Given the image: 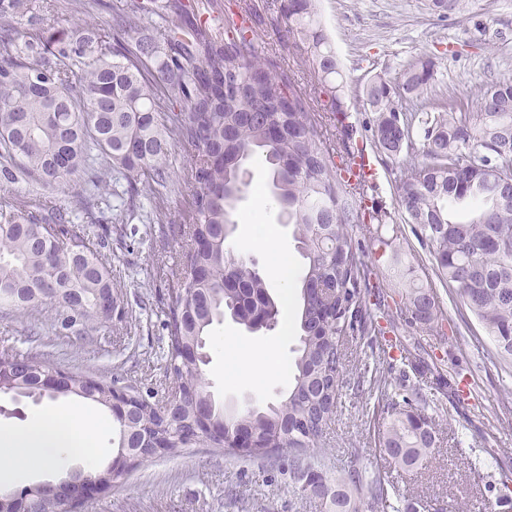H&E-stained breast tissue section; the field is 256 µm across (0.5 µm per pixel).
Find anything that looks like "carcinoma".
<instances>
[{
  "label": "carcinoma",
  "mask_w": 512,
  "mask_h": 512,
  "mask_svg": "<svg viewBox=\"0 0 512 512\" xmlns=\"http://www.w3.org/2000/svg\"><path fill=\"white\" fill-rule=\"evenodd\" d=\"M469 0H427L439 15L459 13ZM207 0L182 10L179 23L163 30L164 47L139 46L125 38L155 14L153 0H129L113 19L109 40L83 20L52 30L47 19L31 14V0H0V184L26 177L45 188H64L79 173H93L95 188L109 186L114 172L129 192L148 181L163 183L170 140H178L193 158L188 224H170L167 234L186 240L182 267L169 288L166 366L178 387L196 400L173 407L132 387L139 407L134 416L112 418L116 454L144 441L139 427L171 422L165 455L185 447L179 432L200 413L216 425L231 420L278 436L283 445L316 448L328 427L344 384L342 348L346 336L382 332L378 316H389L388 294L371 285L362 248L348 230L362 225L371 241L382 239L388 213L357 199L371 186L351 179L353 133L344 123L341 68L328 37L315 19L313 0H282L281 13L295 40L320 75L324 113L310 112L288 78L264 67L254 30L239 26ZM30 15L32 30L12 20ZM438 61L415 57L396 77L373 76L362 98L375 113L372 147L412 161L396 173L395 198L432 258L436 276L457 290L463 304L494 345L493 359L512 365V77L481 89L475 111L465 112L445 98L431 109L408 112L433 82ZM246 85L240 98L234 80ZM167 98L181 111H158ZM262 153L272 174L273 197L308 265L300 280L297 323L300 346L294 382L288 394L266 410L247 409L232 417L214 403L202 380L201 366L182 362V350L204 349L214 322L231 319L253 330L258 316L273 313L267 329L278 324L279 308L264 278L245 259L226 248L231 212L248 186L245 162ZM476 203L467 221L452 219L450 206ZM104 242L88 226L75 224L48 202L33 211L0 209V313L48 310L52 325L87 346L112 327L102 308L108 297L119 301ZM396 316L408 326L432 330L443 320L431 288L405 294ZM0 368L14 373L11 391L23 397H73L112 410L113 383L90 373L62 368L44 355L13 348L0 350ZM54 368L65 383L55 392L41 385ZM381 452L394 466L409 470L435 448V427L407 396L382 411ZM311 473L303 490L328 504V512H399L378 476L352 469L329 486L315 465L288 461V474ZM93 469L67 491L103 480ZM35 512H60L53 495L32 492Z\"/></svg>",
  "instance_id": "1"
}]
</instances>
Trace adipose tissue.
Listing matches in <instances>:
<instances>
[{
	"label": "adipose tissue",
	"mask_w": 512,
	"mask_h": 512,
	"mask_svg": "<svg viewBox=\"0 0 512 512\" xmlns=\"http://www.w3.org/2000/svg\"><path fill=\"white\" fill-rule=\"evenodd\" d=\"M103 427L95 412L78 405L53 407L23 429L0 433V486L38 469L58 468L71 458L97 455Z\"/></svg>",
	"instance_id": "obj_1"
}]
</instances>
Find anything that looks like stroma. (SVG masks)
Here are the masks:
<instances>
[{
    "label": "stroma",
    "mask_w": 512,
    "mask_h": 512,
    "mask_svg": "<svg viewBox=\"0 0 512 512\" xmlns=\"http://www.w3.org/2000/svg\"><path fill=\"white\" fill-rule=\"evenodd\" d=\"M226 13L242 17L258 13L262 23L258 44L271 73L287 75L296 92L321 112L316 74L296 47L281 0H220ZM318 17L341 62L347 122L357 144L369 142L364 124L372 114L359 93L379 73L396 76L413 57L437 58L439 67L429 97L456 96L472 102L478 91L496 78L512 75V0H470L466 10L438 17L425 0H315ZM383 175L372 196L390 216L380 243H365V260L373 285L405 292L432 287L445 319L437 329L400 327L377 336H358L349 343L346 376L360 366L386 376L385 395H355L343 390L320 447L298 452L283 448L279 460L294 456L318 465L328 479L359 469L379 475L401 496V507L426 503L447 512H484L486 482L512 478V369L480 362L478 347L491 342L458 294L436 277L429 257L411 227L401 219L390 178L391 162L377 155ZM171 178L165 185L143 190L129 201L124 180H111L108 191L93 190L87 176L75 177L66 190L43 189L27 181L0 187V206L48 199L109 241L107 255L121 299L112 316L107 343L91 349L62 336L48 312L0 317V338L18 350L31 349L74 371L94 373L119 386L164 390L169 383L163 347L167 339L166 311L170 303L166 276L179 260L181 243L166 236L168 224L189 221L193 192L189 158L178 141H171ZM249 185L232 219L236 229L227 240L231 252L251 260L269 284L279 306L274 329L248 330L231 319L214 324L207 341L208 362L202 378L214 399L231 407L263 409L288 390L294 350L298 344L296 301L298 277L307 265L271 192V174L262 155L249 159ZM161 223H154V216ZM288 257L291 277L271 271V248ZM399 256L401 278L389 267ZM395 343L390 360L383 349ZM419 350L431 370L419 374L402 359L401 348ZM388 349V348H387ZM456 382L465 392L452 405L435 385L436 377ZM420 386L427 395L425 412L443 432L462 439L461 448L441 445L421 465L403 471L385 463L376 446L377 418L399 386ZM50 399L33 402L0 392V429L19 430L36 415L53 407ZM486 450V465L470 469L473 451ZM82 512H326L323 500L303 492L300 484L271 466L231 450L193 445L175 458H155L115 480L111 488L88 499Z\"/></svg>",
    "instance_id": "stroma-1"
}]
</instances>
